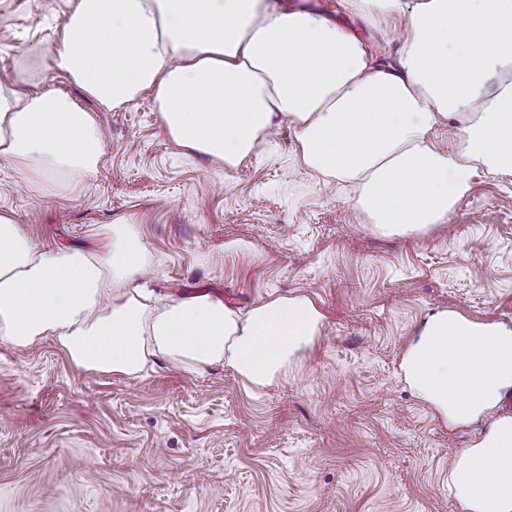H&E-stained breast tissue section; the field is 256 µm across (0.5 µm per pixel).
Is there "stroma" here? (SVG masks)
<instances>
[{"label": "stroma", "instance_id": "obj_1", "mask_svg": "<svg viewBox=\"0 0 512 512\" xmlns=\"http://www.w3.org/2000/svg\"><path fill=\"white\" fill-rule=\"evenodd\" d=\"M77 2L0 0V75L90 110L50 62ZM279 2L396 57L395 28L344 0ZM98 119L91 181L44 195L0 165V209L39 245L89 251L100 225L133 218L156 296L245 311L304 291L323 334L287 379L254 395L220 365L189 372L159 359L130 380L74 370L48 341L0 343V512H460L448 462L473 433L436 420L399 364L430 310L512 318V178L481 179L426 233L382 237L347 191L296 165L288 124L228 170L177 147L150 98Z\"/></svg>", "mask_w": 512, "mask_h": 512}]
</instances>
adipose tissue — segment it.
<instances>
[{
    "instance_id": "adipose-tissue-1",
    "label": "adipose tissue",
    "mask_w": 512,
    "mask_h": 512,
    "mask_svg": "<svg viewBox=\"0 0 512 512\" xmlns=\"http://www.w3.org/2000/svg\"><path fill=\"white\" fill-rule=\"evenodd\" d=\"M368 22H405L397 60L378 64L336 22L275 0H79L53 67L92 100L23 95L0 81V162L43 193L93 178L103 129L150 95L179 147L237 167L288 122L300 167L353 191L375 234L447 223L475 179L512 177V0H348ZM449 131L453 142L435 137ZM101 245L42 248L0 210V342H52L86 372L141 377L161 358L231 369L251 390L285 377L324 327L305 293L238 313L206 295L156 303L134 219L101 225ZM413 396L449 428L482 424L448 469L462 512H512V322L431 311L399 365Z\"/></svg>"
}]
</instances>
